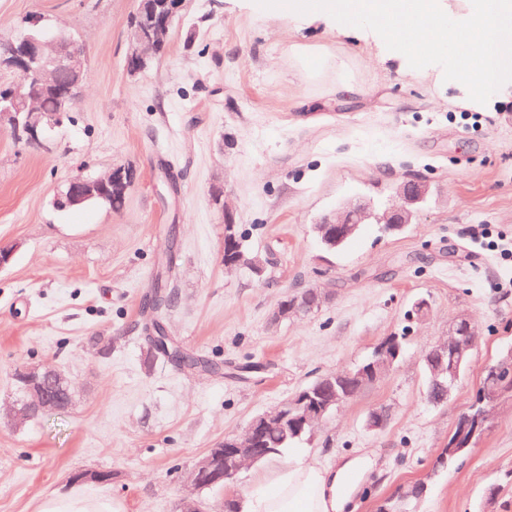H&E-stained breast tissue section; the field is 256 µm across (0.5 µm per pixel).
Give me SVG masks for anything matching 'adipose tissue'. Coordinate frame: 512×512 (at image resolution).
Segmentation results:
<instances>
[{
  "instance_id": "obj_1",
  "label": "adipose tissue",
  "mask_w": 512,
  "mask_h": 512,
  "mask_svg": "<svg viewBox=\"0 0 512 512\" xmlns=\"http://www.w3.org/2000/svg\"><path fill=\"white\" fill-rule=\"evenodd\" d=\"M349 466L334 469L297 461L278 473L254 495L249 512H343L348 503L340 488ZM40 512H123L120 501L84 491L54 496Z\"/></svg>"
}]
</instances>
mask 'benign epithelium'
<instances>
[{
    "label": "benign epithelium",
    "mask_w": 512,
    "mask_h": 512,
    "mask_svg": "<svg viewBox=\"0 0 512 512\" xmlns=\"http://www.w3.org/2000/svg\"><path fill=\"white\" fill-rule=\"evenodd\" d=\"M183 5V0H139L136 16L130 27V51L127 71L143 70L155 58L164 45L173 18ZM0 62L14 68L22 77L14 90L15 110L0 111V123H7L16 132H23L30 141L39 140L46 130L59 125L57 112H46L35 90L52 84L60 72L69 73L73 79L70 87L62 90L65 100H76L86 76V57L82 48L71 38L42 34L28 35L21 41L0 45ZM132 183L131 174L118 167L99 177L75 176L67 183L63 193L67 204L74 205L101 195V190L113 185L127 191ZM429 191L426 182L412 179L400 185L395 197L397 203L385 212L387 229L406 224L413 210L421 204ZM370 204L358 202L320 221L319 232L324 242L336 243V239L350 235L368 214ZM235 224L225 215L224 267L240 266L234 235ZM328 292L323 288L309 287L304 292L292 291L277 304L272 321L292 317L308 308L315 301H325ZM477 344V334L470 322L459 319L452 328L448 342L430 347L424 361L428 370L429 384L426 398L432 405H441L451 398L460 378L461 365L470 360ZM401 347L390 338L375 348L365 369L356 375V387L372 383L375 377L392 368ZM485 379L469 411L464 414L458 431L448 437L451 448H468L486 432V407L503 392L502 383L512 375V353L485 369ZM29 381L30 400L15 411V420L21 422L31 416L46 412L62 411L69 407V380L52 368H30L19 374ZM341 372H330L315 383L298 390L294 395L273 408L254 416L243 435H227L217 447L209 449L193 464L184 477L187 492L179 512H203L196 492L205 487H227L239 470L247 463H255L278 454L276 448H261L259 440L268 433L282 437H297L304 432L314 433L327 420L337 406L354 396L348 390H337Z\"/></svg>",
    "instance_id": "7a95c632"
}]
</instances>
